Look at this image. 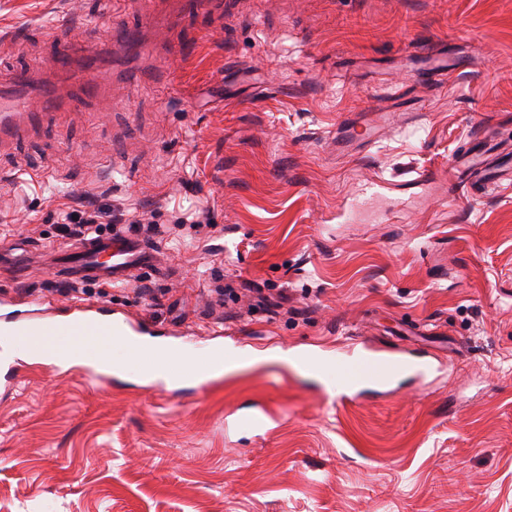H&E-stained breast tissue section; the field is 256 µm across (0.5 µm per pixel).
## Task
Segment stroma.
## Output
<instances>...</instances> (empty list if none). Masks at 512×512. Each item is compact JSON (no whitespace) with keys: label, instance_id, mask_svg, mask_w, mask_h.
<instances>
[{"label":"stroma","instance_id":"35a3bbf8","mask_svg":"<svg viewBox=\"0 0 512 512\" xmlns=\"http://www.w3.org/2000/svg\"><path fill=\"white\" fill-rule=\"evenodd\" d=\"M101 2L0 0L2 77L52 71L62 33L164 27L175 47L142 64L114 46L112 87L0 154V303L44 295L51 319L94 303L153 341L339 363L361 340L435 368L339 407L332 369L188 388L0 367L17 385L0 392V512H512V175L448 195L479 121L512 146V0H224L208 19ZM425 46L472 65L400 66ZM24 167L50 176L8 177ZM87 194L123 214L113 232L155 223L156 267L61 278L60 209Z\"/></svg>","mask_w":512,"mask_h":512}]
</instances>
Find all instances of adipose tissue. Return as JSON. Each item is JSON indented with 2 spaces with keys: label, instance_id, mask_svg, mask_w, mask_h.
<instances>
[{
  "label": "adipose tissue",
  "instance_id": "ef3b65f1",
  "mask_svg": "<svg viewBox=\"0 0 512 512\" xmlns=\"http://www.w3.org/2000/svg\"><path fill=\"white\" fill-rule=\"evenodd\" d=\"M8 359H19L27 363L40 362L68 366L75 363L105 361L113 370L128 368L130 358H137L139 372L153 379L173 382L175 374L204 371L206 378L220 379L242 373L245 370L267 362L289 363L303 370L323 373L327 359H313L295 352L267 350L254 352L235 349L219 352L210 357L188 348L167 345H147L119 333H111L96 345H88L86 339L71 338L67 349L36 350L28 344L17 342L5 345Z\"/></svg>",
  "mask_w": 512,
  "mask_h": 512
}]
</instances>
